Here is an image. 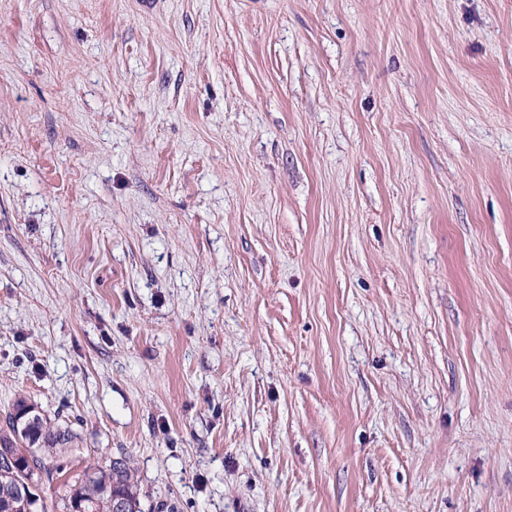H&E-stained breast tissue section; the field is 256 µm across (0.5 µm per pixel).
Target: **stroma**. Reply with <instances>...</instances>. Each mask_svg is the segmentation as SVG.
I'll return each mask as SVG.
<instances>
[{
  "label": "stroma",
  "instance_id": "obj_1",
  "mask_svg": "<svg viewBox=\"0 0 512 512\" xmlns=\"http://www.w3.org/2000/svg\"><path fill=\"white\" fill-rule=\"evenodd\" d=\"M144 512H512V0H0V421Z\"/></svg>",
  "mask_w": 512,
  "mask_h": 512
}]
</instances>
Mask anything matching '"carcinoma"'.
I'll return each instance as SVG.
<instances>
[{
  "label": "carcinoma",
  "mask_w": 512,
  "mask_h": 512,
  "mask_svg": "<svg viewBox=\"0 0 512 512\" xmlns=\"http://www.w3.org/2000/svg\"><path fill=\"white\" fill-rule=\"evenodd\" d=\"M6 425L0 428V446L25 448L32 465L14 470L0 465V512H27V504L16 495L17 485L31 478L39 483L57 480L66 475L69 454L78 443L79 435L67 423L54 422L46 417L31 432L23 435L12 426V413H7ZM128 499L136 512H142L140 492L133 470L126 459L118 457L98 468L88 466L83 474L69 484L65 498L66 512H112V495Z\"/></svg>",
  "instance_id": "obj_1"
}]
</instances>
